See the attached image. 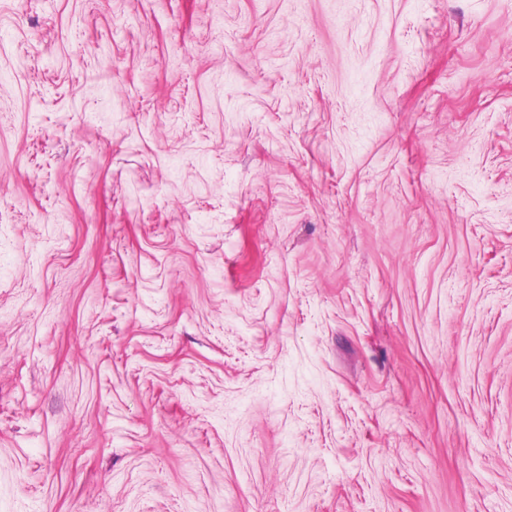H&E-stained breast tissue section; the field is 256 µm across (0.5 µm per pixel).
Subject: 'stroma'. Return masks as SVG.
Instances as JSON below:
<instances>
[{
    "instance_id": "35a3bbf8",
    "label": "stroma",
    "mask_w": 512,
    "mask_h": 512,
    "mask_svg": "<svg viewBox=\"0 0 512 512\" xmlns=\"http://www.w3.org/2000/svg\"><path fill=\"white\" fill-rule=\"evenodd\" d=\"M0 512H512V0H0Z\"/></svg>"
}]
</instances>
